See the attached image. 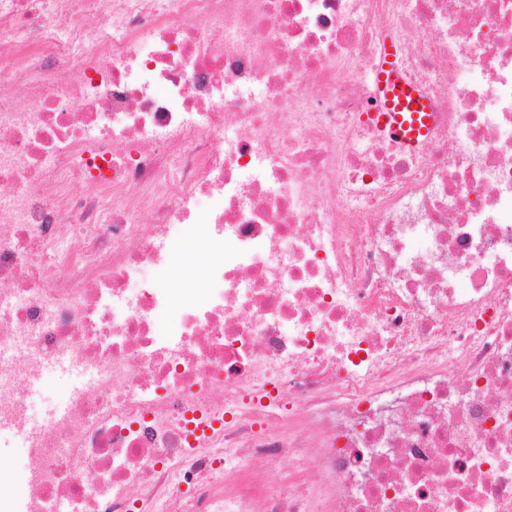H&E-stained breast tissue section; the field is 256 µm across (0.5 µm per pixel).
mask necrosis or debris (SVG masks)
Returning a JSON list of instances; mask_svg holds the SVG:
<instances>
[{"label": "necrosis or debris", "mask_w": 512, "mask_h": 512, "mask_svg": "<svg viewBox=\"0 0 512 512\" xmlns=\"http://www.w3.org/2000/svg\"><path fill=\"white\" fill-rule=\"evenodd\" d=\"M2 44L0 512H512V0H0ZM393 54V46L385 43L382 68L387 67L374 84L379 99L383 94L385 101L377 112L370 114L369 119L385 134L401 139L411 149H418L427 136L431 105L400 76L390 61ZM380 75H384V78ZM414 103H417L416 109H413ZM68 379H59L54 374L49 375L34 393L35 400L41 406L44 401L58 402L71 386Z\"/></svg>", "instance_id": "1"}]
</instances>
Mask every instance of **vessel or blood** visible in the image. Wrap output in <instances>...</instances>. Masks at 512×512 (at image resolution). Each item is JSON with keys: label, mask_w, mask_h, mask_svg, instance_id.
Returning a JSON list of instances; mask_svg holds the SVG:
<instances>
[{"label": "vessel or blood", "mask_w": 512, "mask_h": 512, "mask_svg": "<svg viewBox=\"0 0 512 512\" xmlns=\"http://www.w3.org/2000/svg\"><path fill=\"white\" fill-rule=\"evenodd\" d=\"M393 54L392 45H385L382 58L386 60L387 67L383 77L377 78L374 84L384 101L377 112L370 114L369 119L385 134L399 138L407 147L415 149L427 135L431 106L391 65Z\"/></svg>", "instance_id": "obj_1"}]
</instances>
